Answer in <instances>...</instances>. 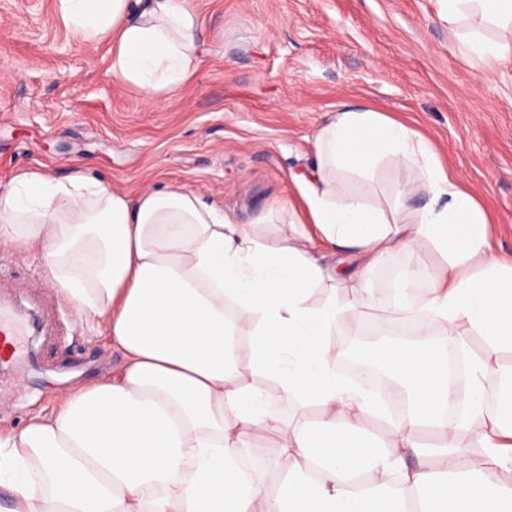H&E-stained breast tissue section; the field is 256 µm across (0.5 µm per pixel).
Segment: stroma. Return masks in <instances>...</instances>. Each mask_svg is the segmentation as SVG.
Listing matches in <instances>:
<instances>
[{
    "instance_id": "35a3bbf8",
    "label": "stroma",
    "mask_w": 512,
    "mask_h": 512,
    "mask_svg": "<svg viewBox=\"0 0 512 512\" xmlns=\"http://www.w3.org/2000/svg\"><path fill=\"white\" fill-rule=\"evenodd\" d=\"M207 41L197 71L151 102L108 74L107 45L76 40L53 0H0V187L24 171L103 179L137 197L175 186L274 242L270 204L297 203L295 175L337 107L369 108L421 131L512 253V56L484 65L459 35L503 31L473 16L449 27L440 0H190ZM395 252L372 270L360 311L417 299L392 287L412 267ZM0 300L35 310L27 358L0 366V436L51 414L75 385L117 367L106 334L60 301L38 249L0 247Z\"/></svg>"
}]
</instances>
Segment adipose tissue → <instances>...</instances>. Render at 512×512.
<instances>
[{
	"label": "adipose tissue",
	"instance_id": "adipose-tissue-1",
	"mask_svg": "<svg viewBox=\"0 0 512 512\" xmlns=\"http://www.w3.org/2000/svg\"><path fill=\"white\" fill-rule=\"evenodd\" d=\"M441 2L449 23L471 8L512 27V0ZM55 13L79 41L109 43L111 78L147 99L176 94L197 69L203 38L189 0H55ZM313 148L297 181L303 229L286 230L284 207L271 205L264 223L283 227L272 244L181 188L132 199L102 180L32 171L0 190V245L40 248L59 298L102 322L122 354L112 374L0 440V512H512V484L464 444L475 438L512 466V391L486 400L492 356L512 352V254L494 248L480 202L413 127L343 107ZM384 161L419 172L397 180L390 202L361 191ZM320 245L356 255L359 273L337 278ZM397 250L441 260L426 295L400 310L413 341L369 353L406 407L378 445L363 426L375 399L343 381L329 338ZM319 288L344 299L313 303ZM474 336L484 352L459 391L442 345ZM258 375L277 397L254 385ZM277 400L318 406L322 421L283 427ZM425 428L438 443L416 439ZM280 432L282 480L270 490L238 460L256 435Z\"/></svg>",
	"mask_w": 512,
	"mask_h": 512
}]
</instances>
